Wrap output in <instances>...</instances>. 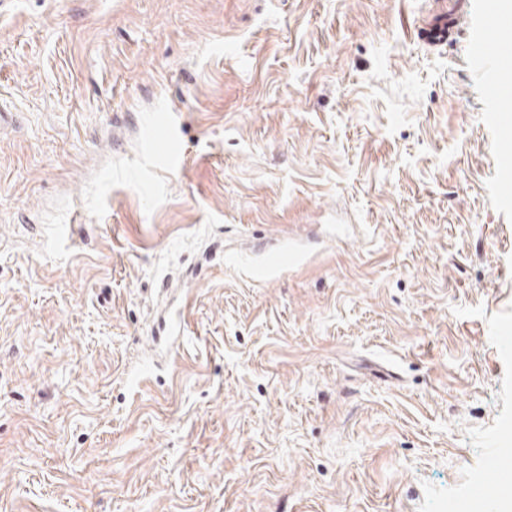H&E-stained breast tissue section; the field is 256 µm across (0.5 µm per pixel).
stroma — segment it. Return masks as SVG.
Returning a JSON list of instances; mask_svg holds the SVG:
<instances>
[{
  "instance_id": "35a3bbf8",
  "label": "stroma",
  "mask_w": 512,
  "mask_h": 512,
  "mask_svg": "<svg viewBox=\"0 0 512 512\" xmlns=\"http://www.w3.org/2000/svg\"><path fill=\"white\" fill-rule=\"evenodd\" d=\"M430 9H0V512H489L512 63ZM468 3L467 0H434L433 4L437 6L435 15L440 19L424 28L425 42L434 46L444 43L451 30L456 27V22L464 13ZM511 46L512 38L510 36L499 37L494 43L484 41L474 43L472 57L477 74L484 77L499 68L505 59L512 57Z\"/></svg>"
}]
</instances>
